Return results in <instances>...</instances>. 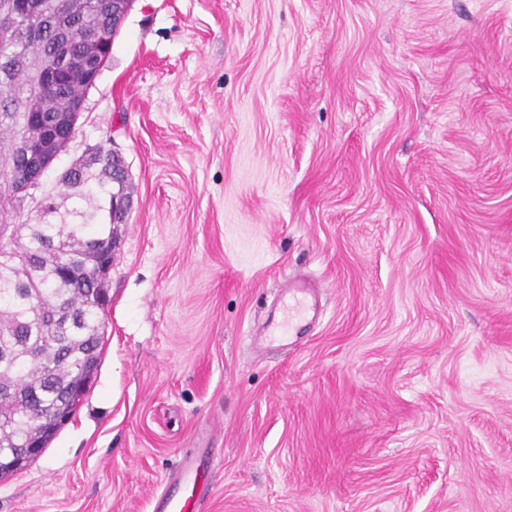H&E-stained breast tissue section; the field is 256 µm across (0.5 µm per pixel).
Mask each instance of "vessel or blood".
Listing matches in <instances>:
<instances>
[{
  "mask_svg": "<svg viewBox=\"0 0 512 512\" xmlns=\"http://www.w3.org/2000/svg\"><path fill=\"white\" fill-rule=\"evenodd\" d=\"M288 321L270 325L265 333V341H284L298 335L309 318L311 306L307 300V288H289ZM221 460L210 448H198L196 453L185 457L179 469L170 475L155 496L153 512H204V487L200 482L205 472L215 470Z\"/></svg>",
  "mask_w": 512,
  "mask_h": 512,
  "instance_id": "obj_1",
  "label": "vessel or blood"
}]
</instances>
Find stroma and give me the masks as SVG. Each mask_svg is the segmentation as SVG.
Returning a JSON list of instances; mask_svg holds the SVG:
<instances>
[{"label": "stroma", "instance_id": "stroma-1", "mask_svg": "<svg viewBox=\"0 0 512 512\" xmlns=\"http://www.w3.org/2000/svg\"><path fill=\"white\" fill-rule=\"evenodd\" d=\"M133 205L101 362L0 512H512V0H136L80 128ZM320 318L257 346L289 281ZM221 463L212 448H197L196 453L183 459L179 469L168 477L156 494L153 512H204L205 487L199 484V479Z\"/></svg>", "mask_w": 512, "mask_h": 512}]
</instances>
